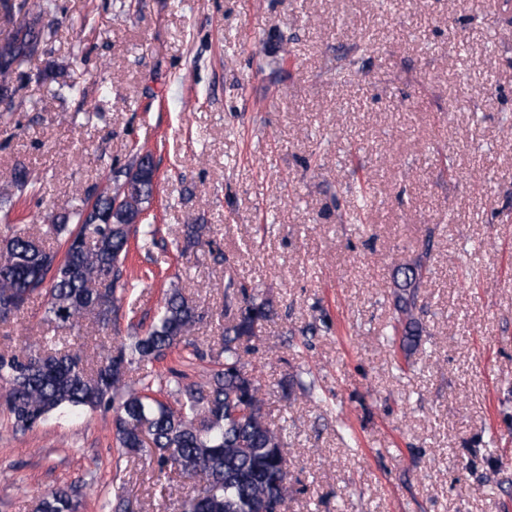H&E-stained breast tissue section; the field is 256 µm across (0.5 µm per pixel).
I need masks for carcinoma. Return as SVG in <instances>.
<instances>
[{
  "instance_id": "obj_1",
  "label": "carcinoma",
  "mask_w": 512,
  "mask_h": 512,
  "mask_svg": "<svg viewBox=\"0 0 512 512\" xmlns=\"http://www.w3.org/2000/svg\"><path fill=\"white\" fill-rule=\"evenodd\" d=\"M50 0H0V106L15 107L14 77L41 49L44 16ZM22 18L18 23L15 18ZM155 164L144 153L117 171L113 186L91 188L52 219L49 233L62 251L43 247L22 229L0 237V322L15 315L32 297L47 295L46 317L54 328L74 331L91 319L101 329L116 328L128 288L125 262L131 243L147 244L155 231L138 222L154 194ZM38 179L19 164L3 195L18 198L39 192ZM430 240L412 263L397 269L389 323L391 343L410 360L421 333L417 295L426 282ZM224 310L223 347L202 382L183 383L171 367L174 388L164 391L145 374L138 389L128 385L132 368L165 359L179 348L203 360L189 335L205 312L170 281L164 303L150 328L96 352L98 364L84 366L81 346H57L42 336L19 351L0 352L4 409L20 431L54 415L78 414L110 405L115 411L116 447L128 457L157 467L158 477L190 474L199 478L193 495L177 512H287L288 459L282 429L268 419L261 384L241 344L272 314V305L245 282L229 281ZM72 486L41 496L35 512H78Z\"/></svg>"
}]
</instances>
